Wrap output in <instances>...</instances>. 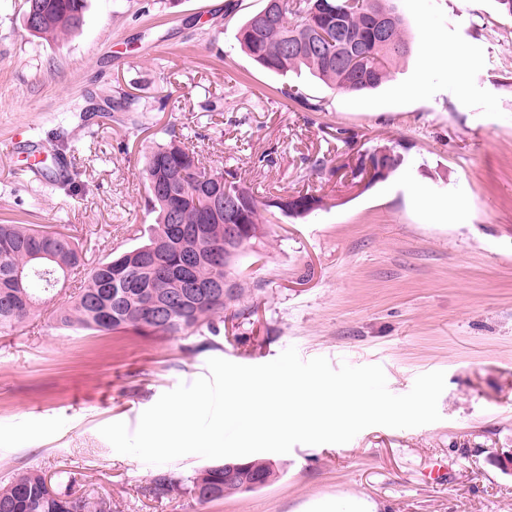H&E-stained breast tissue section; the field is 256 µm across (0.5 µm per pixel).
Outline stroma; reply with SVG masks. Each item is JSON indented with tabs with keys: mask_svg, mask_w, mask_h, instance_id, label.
<instances>
[{
	"mask_svg": "<svg viewBox=\"0 0 512 512\" xmlns=\"http://www.w3.org/2000/svg\"><path fill=\"white\" fill-rule=\"evenodd\" d=\"M236 1L229 14V0H87L79 32L47 41L25 30L24 0H0V143H14L0 151V221L79 236L94 262L139 244L154 221L145 160L172 129L259 195L324 200L303 218L269 216L236 267L246 312H225L219 333L63 330L54 310L70 285L0 335V476L68 475L112 512H314L340 495L379 512H512V471L497 463L512 452V16L495 0H402L411 53L379 88L345 94L256 65L234 33L263 0ZM435 43L454 55L432 62ZM288 86L322 111L284 98ZM384 143L404 165L355 187L346 164ZM290 346L335 368L379 365L396 395L445 372L441 419L271 454L281 476L254 492L143 496L154 467L100 428L136 429L210 358L259 365ZM438 462L447 481L425 482Z\"/></svg>",
	"mask_w": 512,
	"mask_h": 512,
	"instance_id": "1",
	"label": "stroma"
}]
</instances>
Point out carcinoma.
<instances>
[{
  "instance_id": "carcinoma-1",
  "label": "carcinoma",
  "mask_w": 512,
  "mask_h": 512,
  "mask_svg": "<svg viewBox=\"0 0 512 512\" xmlns=\"http://www.w3.org/2000/svg\"><path fill=\"white\" fill-rule=\"evenodd\" d=\"M273 15L262 7L238 29L241 49L264 68L286 76L302 69L344 93L379 87L392 68L411 50L399 0H278ZM27 10L40 18L33 35L58 39L79 31L84 23L85 0H26ZM322 31L329 39L312 44L311 34ZM355 50L359 60L345 58ZM283 95L307 110L319 112L298 88ZM404 163L397 145L377 146L358 155L350 166L352 179L371 165L375 178L386 179ZM145 204L156 214L146 238L105 261L89 265L88 251L77 238L39 229L34 224H0V335L20 329L39 316L43 306L58 295L73 276L85 273L79 292L57 310V323L66 330L111 333L134 329L159 338L217 331L224 311L240 309L251 292L237 280L227 300L190 299L176 302L188 283L204 285L215 276L205 248L221 249L224 225L266 223L263 213L305 216L323 199L298 191L265 200L237 173L212 169L177 134L156 147L146 160ZM229 193L231 212L215 211V198ZM197 252L191 263L184 253ZM46 251L51 259L34 264L33 256ZM152 302L168 305V323L159 325L145 316ZM280 469L263 458L233 459L204 467L191 476L173 471L153 474L141 487L144 495L163 500L187 492L201 503L251 492L275 482ZM0 512H112V502L91 495L56 491L42 470L29 466L11 471L0 480Z\"/></svg>"
}]
</instances>
